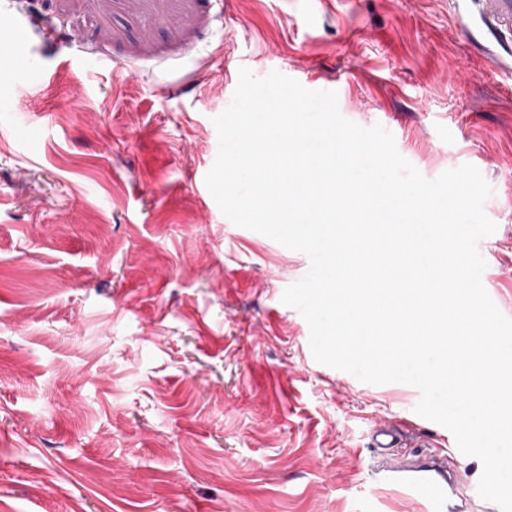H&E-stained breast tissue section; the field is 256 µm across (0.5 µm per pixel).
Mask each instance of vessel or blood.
<instances>
[{
  "label": "vessel or blood",
  "mask_w": 512,
  "mask_h": 512,
  "mask_svg": "<svg viewBox=\"0 0 512 512\" xmlns=\"http://www.w3.org/2000/svg\"><path fill=\"white\" fill-rule=\"evenodd\" d=\"M487 28L512 30V0H471ZM373 448L381 452L371 473L387 497L415 502L419 512H466L467 500L459 491V478L447 459L417 455L405 460L395 455L396 436L389 427L372 435Z\"/></svg>",
  "instance_id": "obj_1"
}]
</instances>
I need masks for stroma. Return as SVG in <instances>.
Wrapping results in <instances>:
<instances>
[{
  "mask_svg": "<svg viewBox=\"0 0 512 512\" xmlns=\"http://www.w3.org/2000/svg\"><path fill=\"white\" fill-rule=\"evenodd\" d=\"M0 512H370L371 434L481 463L418 390L318 363L309 258L205 184L240 67L333 85L428 179L474 165L512 317V74L451 0H0Z\"/></svg>",
  "mask_w": 512,
  "mask_h": 512,
  "instance_id": "35a3bbf8",
  "label": "stroma"
}]
</instances>
